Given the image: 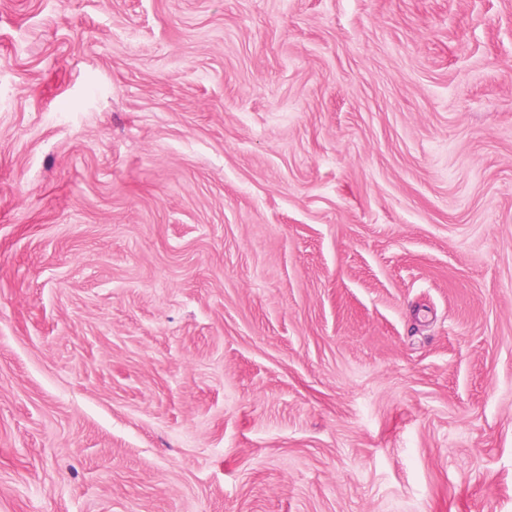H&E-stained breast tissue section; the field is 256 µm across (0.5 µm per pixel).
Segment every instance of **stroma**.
<instances>
[{
	"mask_svg": "<svg viewBox=\"0 0 512 512\" xmlns=\"http://www.w3.org/2000/svg\"><path fill=\"white\" fill-rule=\"evenodd\" d=\"M0 512H512V0H0Z\"/></svg>",
	"mask_w": 512,
	"mask_h": 512,
	"instance_id": "stroma-1",
	"label": "stroma"
}]
</instances>
